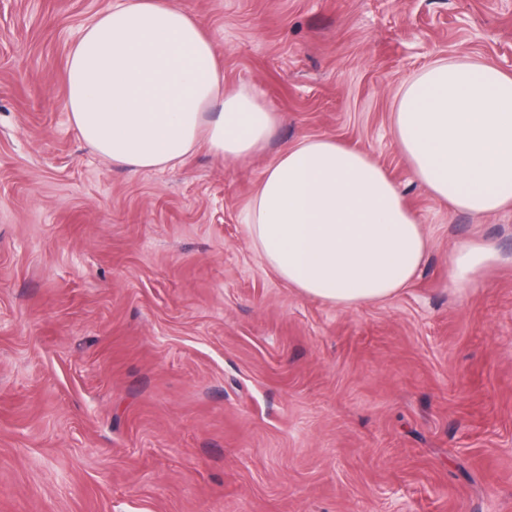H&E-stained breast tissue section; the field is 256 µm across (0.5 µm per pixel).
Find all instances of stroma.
<instances>
[{"instance_id": "1", "label": "stroma", "mask_w": 512, "mask_h": 512, "mask_svg": "<svg viewBox=\"0 0 512 512\" xmlns=\"http://www.w3.org/2000/svg\"><path fill=\"white\" fill-rule=\"evenodd\" d=\"M112 2L0 0V512H512V209L448 211L392 128L433 62L512 75V0H174L278 126L136 174L65 108ZM302 137L367 152L420 220L398 295L331 306L252 246L242 209ZM463 241L500 260L458 289Z\"/></svg>"}]
</instances>
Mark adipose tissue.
I'll return each mask as SVG.
<instances>
[{
    "label": "adipose tissue",
    "mask_w": 512,
    "mask_h": 512,
    "mask_svg": "<svg viewBox=\"0 0 512 512\" xmlns=\"http://www.w3.org/2000/svg\"><path fill=\"white\" fill-rule=\"evenodd\" d=\"M66 107L86 147L138 172L198 148L233 162L263 150L278 115L251 87L228 86L201 22L173 0H116L68 59ZM415 181L455 211L512 208V76L438 61L403 89L392 116ZM265 263L301 295L339 308L383 302L416 275L428 241L394 181L366 152L329 137L283 148L243 210ZM455 246L454 286L497 261Z\"/></svg>",
    "instance_id": "ef3b65f1"
}]
</instances>
